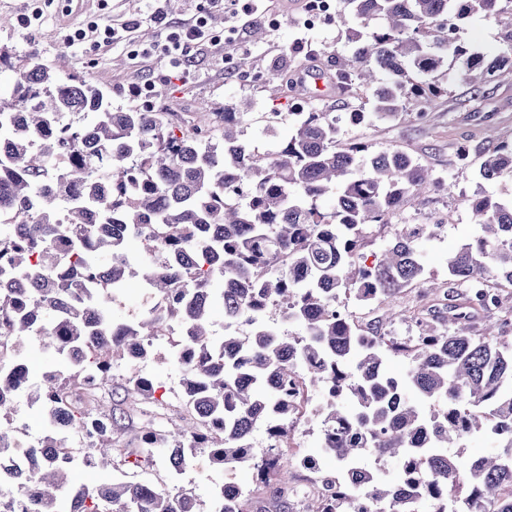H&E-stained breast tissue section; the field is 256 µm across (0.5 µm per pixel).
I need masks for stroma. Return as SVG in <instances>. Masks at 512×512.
I'll list each match as a JSON object with an SVG mask.
<instances>
[{
  "instance_id": "35a3bbf8",
  "label": "stroma",
  "mask_w": 512,
  "mask_h": 512,
  "mask_svg": "<svg viewBox=\"0 0 512 512\" xmlns=\"http://www.w3.org/2000/svg\"><path fill=\"white\" fill-rule=\"evenodd\" d=\"M271 15L276 22L267 26L263 40L248 41L243 50L214 52L189 46L193 61L188 72H172L166 59L158 57L142 63L134 60L126 45L102 46L87 41L83 48L65 45L67 27L101 25L115 20L147 21L152 0H47L41 26L21 29L16 19L23 13L25 0H0V17L9 19V26L0 28V46L8 47L18 66L35 64L52 69L58 60H65L68 73L76 74L99 86L112 97L116 109H134L144 103L134 95V83L142 79L153 85L166 86L165 97L153 100L156 111L172 121L189 123L206 121L219 127L218 114L224 107L248 98L252 109L245 116L242 129L251 148L269 153L274 142L264 133L260 116L273 113L278 129L287 132L298 113L315 110L323 112H360L368 108L371 93L366 89L341 91L322 99L310 97L297 86L283 88L278 97H271L264 80L270 72L302 73L310 64L331 66L333 57L351 54L344 28L330 22L306 32L294 24V11L285 9L284 0H269ZM504 23L481 15L470 17L458 34L459 40L488 55L498 53L506 45ZM512 141V83L487 86L474 92L472 85L462 82L456 71H449L447 91L436 98L424 118L408 112L390 120L368 118L352 124L342 122V142L358 141L373 151L398 149L416 158L444 182V189L408 197L404 205L390 218L388 227L370 225L364 234L363 251L379 252L408 224H441L439 234L422 243L428 256L423 278L399 294L403 308L417 310L427 306L431 284L448 286L446 258L473 233L468 200L483 192L495 195L512 180L485 182L476 178L479 155L489 145L490 135ZM471 149L468 169L457 163L458 146ZM320 437L315 422L297 425L283 448V461L293 475L294 483L309 482L311 471L301 468L299 458L314 453ZM139 479L150 480L170 493L186 489L201 504H209L221 473L190 467L183 474L171 475L164 464L139 470Z\"/></svg>"
}]
</instances>
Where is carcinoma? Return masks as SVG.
<instances>
[{
	"mask_svg": "<svg viewBox=\"0 0 512 512\" xmlns=\"http://www.w3.org/2000/svg\"><path fill=\"white\" fill-rule=\"evenodd\" d=\"M358 26L345 28L350 57L335 58L336 83L372 91L371 112L388 119L417 107L422 118L446 92L440 76L459 66L473 86L512 81V0H348ZM507 15L509 49L488 59L457 42L467 17ZM374 19L382 27L368 30ZM243 113H224L221 140L200 124L175 125L150 106L112 109L102 88L40 66L15 72L0 92V331L14 357L0 360V418L14 413L27 386L26 351L51 350L57 366L32 391L48 423L37 447L38 467L13 461L15 481L0 482V512L29 492L34 512H243V489L219 485L209 509L181 490L174 495L144 481L104 482L95 489L69 484L70 462L48 449L61 434L91 436L88 465L114 464L113 436L127 428L115 406L93 409L76 396L85 385L112 384L144 400L154 381L132 370L113 373L117 359L150 357L169 322L186 333L171 358L182 372L185 405L200 423L222 430L212 443L198 427L185 433L163 423L143 433L124 466L160 460L181 474L205 451L217 469L246 466L256 482L292 478L279 448L256 452L262 427L288 433L295 376L325 393L323 454L342 464L348 490L317 498L306 512H349L359 494L367 512H512V341L499 316L501 287L512 286V191L477 194L470 210L475 234L448 253V280L429 317L413 316L421 332L411 343L378 323L372 339L336 313L342 293L389 306V322L407 319L402 288L424 274L421 241L437 224L402 232L365 264L360 241L369 224L400 208L406 197L439 178L400 151L374 152L361 142L339 145L340 118L303 112L266 161H252L243 139ZM478 176H512V142L491 137ZM331 197L333 211L318 201ZM153 226L175 228L168 241L147 239ZM70 237L67 249L62 236ZM145 258L132 272L130 241ZM172 298L167 310L130 323L118 319L97 282L124 296L131 275ZM275 302L279 319L302 335L275 332L262 321ZM224 338L213 340V311ZM484 320L481 333L475 319ZM405 361L392 373L390 358ZM476 434L495 448L467 456L461 444ZM456 452L448 453L446 449ZM390 459L395 476L382 478L365 463Z\"/></svg>",
	"mask_w": 512,
	"mask_h": 512,
	"instance_id": "1",
	"label": "carcinoma"
}]
</instances>
